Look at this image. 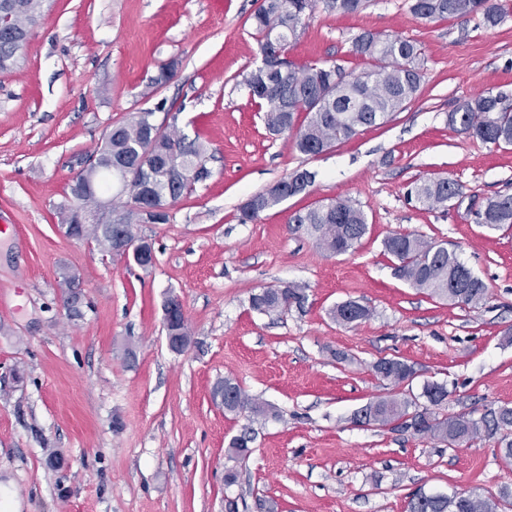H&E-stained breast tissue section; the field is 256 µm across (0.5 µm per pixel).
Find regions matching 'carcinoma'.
<instances>
[{"mask_svg":"<svg viewBox=\"0 0 512 512\" xmlns=\"http://www.w3.org/2000/svg\"><path fill=\"white\" fill-rule=\"evenodd\" d=\"M366 0H263L251 15L258 35L259 53L271 56L287 51L299 29L318 8L332 14H357ZM42 0H0V70L13 66L31 27L41 15ZM417 17L436 21L482 13L484 22L497 25L504 8L497 0H412ZM352 53L370 62L361 76H352L339 65H310L302 68L288 62L278 68L257 66L247 72L243 84L255 103L264 108L269 130L289 132L294 147L302 154L317 156L334 144L349 140L360 129L379 126L415 98L420 89L421 50L416 41L402 37L383 38L362 32L352 42ZM448 124L456 132L475 137L497 147L512 146V100L501 94H480L448 114ZM205 149L176 132L158 131L155 110L132 113L128 121L113 126L96 151L94 165L76 174L69 184L70 195L57 206L60 224L76 221L77 212L101 209L103 195L116 190L112 217L87 229V235L104 251L118 255L110 226L124 225L128 241L136 240L135 224H166L169 209L193 186L209 177L203 163ZM315 175L295 170L266 190L249 197L239 208V222L248 224L261 213L311 185ZM412 193L425 209L446 208L463 195L459 183L448 178H424L414 183ZM482 226L490 230L512 227V195L487 199L478 212ZM292 231L313 240L328 254L354 251L368 231L367 217L348 199L327 203L295 213ZM395 278L431 297L444 298L459 307H477L488 294L485 283L443 244L418 234H397L384 240ZM300 288L265 287L250 297L251 308L264 315L280 313L301 305ZM331 315L343 325H357L372 316L367 306L347 300L337 304ZM379 376L398 387L414 379L405 362L388 358L374 364ZM224 388L233 391V400L224 411L248 418L274 414L270 404L250 396L231 378ZM448 389L427 382L420 394L398 393L378 397L362 406L353 422L362 426L387 427L421 437L453 443L501 436L504 459L512 460V406H487L480 417L448 416L440 412ZM254 441V431L245 426L229 442V457L245 459ZM512 487L503 486L495 495L465 491L448 496L422 488L408 501V512H509Z\"/></svg>","mask_w":512,"mask_h":512,"instance_id":"cac0c4a2","label":"carcinoma"}]
</instances>
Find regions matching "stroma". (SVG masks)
I'll return each mask as SVG.
<instances>
[{
    "mask_svg": "<svg viewBox=\"0 0 512 512\" xmlns=\"http://www.w3.org/2000/svg\"><path fill=\"white\" fill-rule=\"evenodd\" d=\"M262 0H45L11 71L0 72V489L23 490L10 512H406L415 490L497 493L512 486L498 439L455 446L357 426L354 412L392 393L382 357L415 371L413 390L445 384V413L476 418L512 406V228L476 212L512 195V147L454 131L448 115L479 94L512 98V0L494 26L482 16L426 21L411 0H368L354 15L316 12L288 51L298 65L368 61L352 41L371 30L418 42L417 97L383 125L318 156L266 129L241 79L259 65L251 16ZM173 80L143 92L162 65ZM151 109L206 148L209 177L166 224L135 225L151 269L65 236L56 217L73 176L113 125ZM298 169L306 192L238 221L249 196ZM445 177L463 187L448 209L425 210L411 188ZM343 198L369 231L330 255L291 232L298 211ZM425 235L454 250L489 288L463 308L395 279L384 240ZM290 284L306 300L253 311L260 288ZM182 305L187 352L166 342L164 305ZM355 300L372 317L333 321ZM232 378L272 404L255 421L213 393ZM248 459L228 458L244 425ZM68 462L51 469L48 453ZM236 469L228 486L224 475Z\"/></svg>",
    "mask_w": 512,
    "mask_h": 512,
    "instance_id": "obj_1",
    "label": "stroma"
}]
</instances>
